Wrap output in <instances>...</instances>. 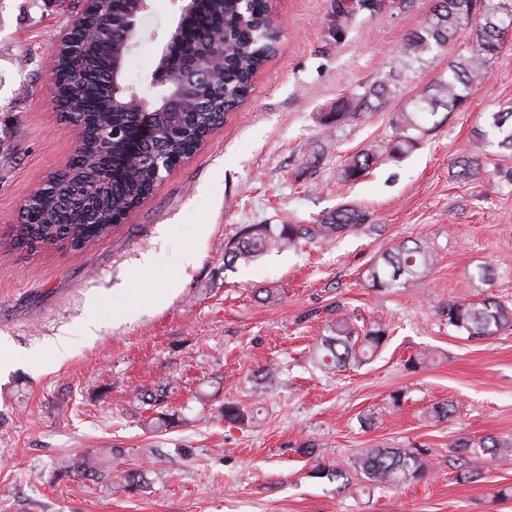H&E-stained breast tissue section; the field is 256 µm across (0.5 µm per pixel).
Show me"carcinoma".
Instances as JSON below:
<instances>
[{
    "label": "carcinoma",
    "instance_id": "1",
    "mask_svg": "<svg viewBox=\"0 0 512 512\" xmlns=\"http://www.w3.org/2000/svg\"><path fill=\"white\" fill-rule=\"evenodd\" d=\"M128 0H94L73 21L82 40L76 53L63 52L52 66L56 86L63 94L73 119L84 121L87 135L80 140L77 163L47 192H36L21 214L17 225V244L34 248L39 245L67 243L82 249L107 233L112 224L126 216L148 197L156 186L154 162L166 158L179 164L200 145L203 136L213 131L223 116L244 102L252 90L257 71L275 55L278 36L266 0H254L252 12L244 14L240 0H195L192 13L181 22L180 35L169 48L168 63L174 69L190 57L201 61V75L186 82V94L192 107L184 113L164 108L163 96H150L136 87L123 98H112V66L127 60L135 41L122 42L110 26L109 18L123 15ZM479 16L476 43L467 54H458L448 64V77L431 84L410 106L393 113L392 135L386 150L393 157L408 153L420 136L438 127L441 109L451 113L466 106L473 92L489 74L504 35V25H512V0H435L420 30L404 43V60L420 58L437 48L453 45L462 27ZM390 82L351 100H344L336 111L325 113V129L342 127L361 119L365 113L382 106L390 94ZM153 107L152 119L159 131L154 147L132 165L120 182L104 176L109 156L122 154L124 141L137 131L142 103ZM478 136L483 146L496 155L512 156V108L493 112ZM487 154L457 161L461 178L477 181L485 173ZM379 160L373 150H362L347 158L340 171L342 180L355 182L367 174ZM368 214L360 206L346 204L323 217L313 226L302 224H246L225 250L227 263H248L257 256L294 248L304 239L333 241L367 224ZM439 262V254L425 240H403L379 253L367 270V279L375 288H392L399 280L429 275ZM448 326L470 339H486L512 327V306L492 297L478 301H450L441 309ZM390 328L376 323L358 328L345 315L329 326V335L311 350L314 362L326 369L358 367L370 360L385 344ZM167 397V386L136 390L137 401L158 409L144 420L151 430L167 429L180 422L174 414L160 411ZM224 422L241 424L247 419L244 409L226 401L220 409ZM301 454L315 461L312 475L350 483L348 472L330 467L317 454L314 444L306 443ZM460 485L475 482L481 475L476 463L483 460H512V440L494 435L459 439L451 445ZM96 457L69 459L58 469V476L80 473L100 474ZM352 470L366 486L401 488L423 480L428 473L424 452L415 448H369L351 462ZM123 489L131 495L144 490L143 478L133 471L118 475Z\"/></svg>",
    "mask_w": 512,
    "mask_h": 512
}]
</instances>
